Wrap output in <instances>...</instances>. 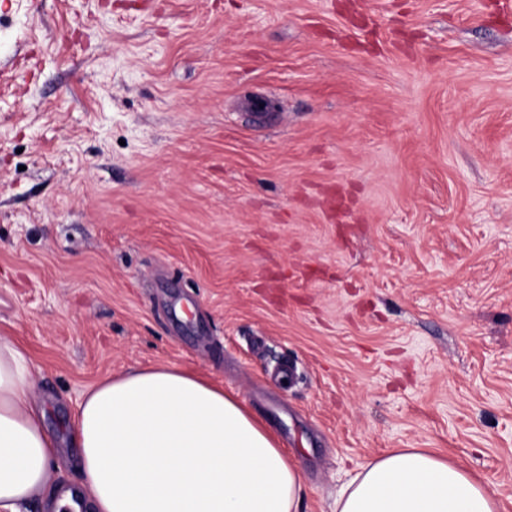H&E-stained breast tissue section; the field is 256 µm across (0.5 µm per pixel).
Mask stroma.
I'll list each match as a JSON object with an SVG mask.
<instances>
[{"label": "stroma", "mask_w": 512, "mask_h": 512, "mask_svg": "<svg viewBox=\"0 0 512 512\" xmlns=\"http://www.w3.org/2000/svg\"><path fill=\"white\" fill-rule=\"evenodd\" d=\"M0 0V335L50 428L156 365L237 398L301 512L399 448L512 512V9Z\"/></svg>", "instance_id": "stroma-1"}]
</instances>
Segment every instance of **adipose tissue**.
Masks as SVG:
<instances>
[{
    "mask_svg": "<svg viewBox=\"0 0 512 512\" xmlns=\"http://www.w3.org/2000/svg\"><path fill=\"white\" fill-rule=\"evenodd\" d=\"M29 351L0 336V512H299L297 463L236 399L193 374L153 366L82 396L59 438L35 404ZM75 448L79 486L52 480ZM336 512H498L466 463L422 448L365 464Z\"/></svg>",
    "mask_w": 512,
    "mask_h": 512,
    "instance_id": "ef3b65f1",
    "label": "adipose tissue"
}]
</instances>
